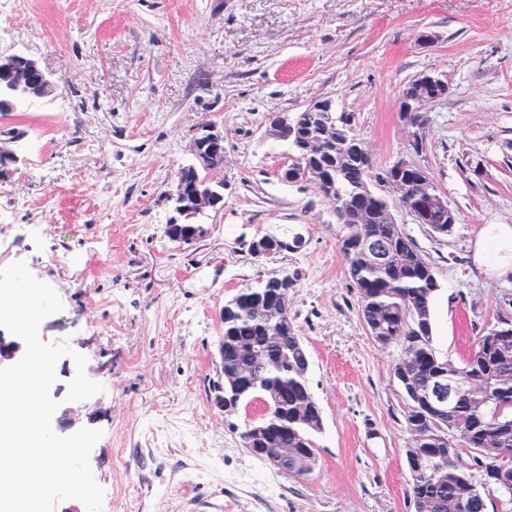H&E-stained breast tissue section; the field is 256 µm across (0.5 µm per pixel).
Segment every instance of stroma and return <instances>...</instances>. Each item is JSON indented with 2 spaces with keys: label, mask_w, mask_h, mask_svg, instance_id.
Listing matches in <instances>:
<instances>
[{
  "label": "stroma",
  "mask_w": 512,
  "mask_h": 512,
  "mask_svg": "<svg viewBox=\"0 0 512 512\" xmlns=\"http://www.w3.org/2000/svg\"><path fill=\"white\" fill-rule=\"evenodd\" d=\"M0 54L53 82L0 115V222L25 228L0 268L26 262L54 288L63 309L40 337L67 341L103 386L52 423L102 430V512H414L391 352L360 315L331 207L279 179L291 151L268 118L333 98L385 167L405 147L400 86L446 76L418 161L458 222L440 236L397 220L436 270L437 351L461 362L512 304V276L473 261L484 225H512V0H0ZM206 121L224 133V208L179 245L170 195ZM264 236L281 249L253 253ZM283 275L323 431L314 474L272 487L244 413L213 399L225 302Z\"/></svg>",
  "instance_id": "35a3bbf8"
}]
</instances>
